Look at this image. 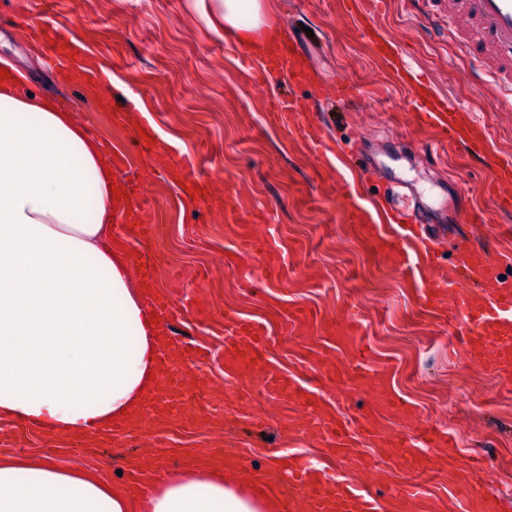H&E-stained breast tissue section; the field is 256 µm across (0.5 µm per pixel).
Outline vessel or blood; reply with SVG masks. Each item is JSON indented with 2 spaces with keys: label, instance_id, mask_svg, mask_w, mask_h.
Returning <instances> with one entry per match:
<instances>
[{
  "label": "vessel or blood",
  "instance_id": "1",
  "mask_svg": "<svg viewBox=\"0 0 512 512\" xmlns=\"http://www.w3.org/2000/svg\"><path fill=\"white\" fill-rule=\"evenodd\" d=\"M377 0H352L356 30L372 46L375 56L388 67L398 88L403 90L411 106L410 119L420 129L438 130L448 141L476 158L489 172L500 207L512 210V158H502L494 150L489 130L474 114L448 99L432 97L427 84L404 64L397 44L386 37L377 18ZM448 36L468 46L478 69L512 94V0H446ZM40 45L48 57L59 64L69 82L85 84L98 81L99 76L85 64V53L75 43L69 30L47 26L40 31ZM261 83L283 81L296 87L313 89L317 100L357 102L356 88L345 80L329 84L317 82L306 55L300 52L296 35L281 26L257 56ZM268 123L287 128L303 141L314 138L319 122L317 109H310L290 97L271 98L266 108ZM179 181L193 195L204 198L210 191L194 173L192 165L174 161ZM154 177L151 167H144L139 178L124 185L127 195L120 217L129 236L140 243L152 237V225L146 224L148 198L146 186ZM337 207L346 223L373 243L388 266L417 279L420 300L431 312L455 311L465 323V345L471 356L504 378L512 377V279L503 276L498 260L488 247L455 246V259L450 265L439 261L432 245L410 237L405 224H388L375 219L359 205L344 180L331 185ZM284 246L274 237L248 234L239 238L226 268L237 265L242 256L255 254L260 258L257 268L262 281L271 282L282 272ZM224 375L233 382H242L252 374L261 376L264 387L288 403L307 409L319 429L322 440L334 447L341 457L351 454L356 439L366 443H383L392 455L405 465L422 473L435 468L431 449L445 442V435L429 426L420 430L426 450L415 448L410 435L391 429L378 431L366 417L355 421L357 436H350L347 426L333 417L318 414V401L310 392L275 369L265 356L267 333L255 321L241 318L233 311L224 314ZM208 353L197 345H182L178 355L162 354L158 359L161 384L149 406L136 421H114L106 431H91L70 440L73 448H100L119 438H132L143 429L155 428V447H163L167 427H191L197 418L214 414L218 404L213 396L190 401L191 377L185 366L207 358ZM166 457L152 458L145 466L127 470L128 481L143 485L164 473ZM288 486V512H418L424 499L419 481L398 489L391 498L382 500L361 485L351 484L316 469L300 455L293 454L282 464Z\"/></svg>",
  "mask_w": 512,
  "mask_h": 512
}]
</instances>
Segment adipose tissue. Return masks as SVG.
<instances>
[{
    "label": "adipose tissue",
    "instance_id": "obj_1",
    "mask_svg": "<svg viewBox=\"0 0 512 512\" xmlns=\"http://www.w3.org/2000/svg\"><path fill=\"white\" fill-rule=\"evenodd\" d=\"M273 0H184L217 38L260 54ZM109 162L75 113L0 81V417L59 439L142 412L159 386L158 324L128 255L113 250ZM276 465L248 484L189 455L149 487L42 455L0 457V512H281Z\"/></svg>",
    "mask_w": 512,
    "mask_h": 512
}]
</instances>
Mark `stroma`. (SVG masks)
<instances>
[{"instance_id": "35a3bbf8", "label": "stroma", "mask_w": 512, "mask_h": 512, "mask_svg": "<svg viewBox=\"0 0 512 512\" xmlns=\"http://www.w3.org/2000/svg\"><path fill=\"white\" fill-rule=\"evenodd\" d=\"M181 2L0 0V58L28 75L33 93L68 97L88 130L105 146L124 150L131 167L155 166L158 176L146 195L157 290L179 308L177 338L203 343L212 352L200 365L189 366V373L202 374L211 389L224 387V312L236 310L266 326L270 361L341 420L367 415L381 428L409 433L422 421L448 433L451 448L424 479L426 498L439 512H476L470 500L455 495L452 484L471 466L482 471L483 494L497 497L500 512H512V380L475 361L463 343L459 318L438 317L424 308L415 282L389 268L344 224L328 193L333 168L286 130L266 125V94L243 62L245 50L215 38ZM344 2L276 0V18L321 31L322 41L306 45L320 79L342 78L359 92L358 109L336 106L324 115L327 135L358 133L357 149L379 162L369 176L348 171L351 191L429 204L431 224L486 244L512 274V211L499 209L488 195L486 175L475 159L457 146L438 144L434 132L410 123L405 95L391 85L385 66L356 32ZM380 12L384 33L406 49L410 68L438 93L474 111L496 149L512 156V103L493 87L475 86L468 59L448 40L441 0H383ZM47 24L68 29L89 64L104 67L135 94L157 137L175 139L194 162L213 201L189 198L157 155L140 149L136 126H115L112 113L100 105L98 87L55 80L32 35ZM228 190L255 217L251 232L273 225L288 246V269L273 286L250 279L256 257L243 256L232 270L222 263L238 239L216 204ZM291 309L315 320L289 336L284 321ZM346 314L368 349L366 377L383 379L401 410L374 403L366 388L342 392L319 378L320 362L342 365L351 358L348 348L323 340L325 326ZM232 407V423L221 431L172 430V450L241 448L250 470L295 449L315 458L328 474L361 480L359 461L336 458L315 435L306 411L271 395L260 379H253ZM407 409L412 418L404 417ZM152 437L146 429L131 444L119 441L97 451L63 447L53 455L67 465L99 468L112 479ZM362 459L383 473L380 482L367 487L374 496L387 497L414 477L380 448H362Z\"/></svg>"}]
</instances>
